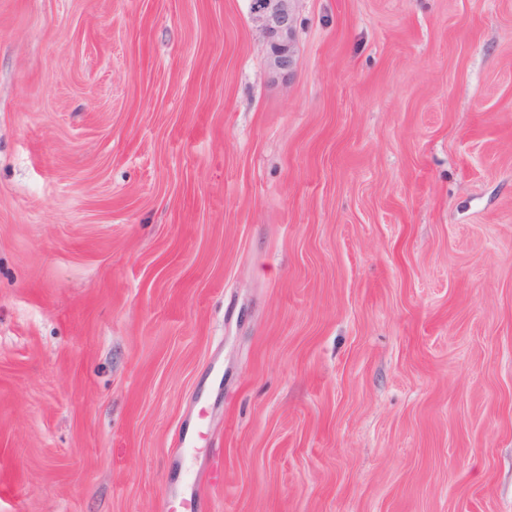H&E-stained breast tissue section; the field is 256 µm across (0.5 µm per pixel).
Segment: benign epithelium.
<instances>
[{
  "mask_svg": "<svg viewBox=\"0 0 512 512\" xmlns=\"http://www.w3.org/2000/svg\"><path fill=\"white\" fill-rule=\"evenodd\" d=\"M250 13L267 47L269 66L291 73L296 65L293 0H250Z\"/></svg>",
  "mask_w": 512,
  "mask_h": 512,
  "instance_id": "7a95c632",
  "label": "benign epithelium"
}]
</instances>
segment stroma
<instances>
[{
	"label": "stroma",
	"mask_w": 512,
	"mask_h": 512,
	"mask_svg": "<svg viewBox=\"0 0 512 512\" xmlns=\"http://www.w3.org/2000/svg\"><path fill=\"white\" fill-rule=\"evenodd\" d=\"M0 0V512H512V0ZM293 0H250V13L267 47L269 66L287 75L295 68V14Z\"/></svg>",
	"instance_id": "obj_1"
}]
</instances>
